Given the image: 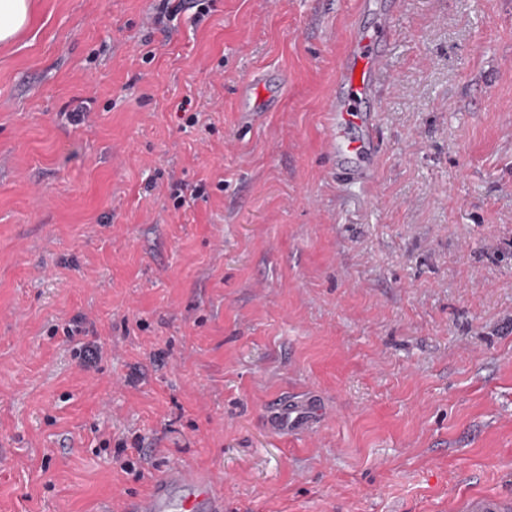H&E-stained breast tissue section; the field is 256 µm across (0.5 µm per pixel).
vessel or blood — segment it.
Masks as SVG:
<instances>
[{
    "mask_svg": "<svg viewBox=\"0 0 512 512\" xmlns=\"http://www.w3.org/2000/svg\"><path fill=\"white\" fill-rule=\"evenodd\" d=\"M374 44L372 37L357 32L346 41L340 54L336 91L326 107L330 114L326 148L330 153L368 156L375 153L374 138L355 142L344 135L345 124L357 117L361 101L372 95L375 78L384 68L383 59L375 51ZM290 421L300 427H312L315 422L313 405L292 411L287 405L279 404L267 415V423L274 429ZM174 503L178 504L181 512H224V498L214 476L182 464L165 469L147 495L132 501L130 510L169 512ZM466 512H512V502L495 496H481L467 504Z\"/></svg>",
    "mask_w": 512,
    "mask_h": 512,
    "instance_id": "obj_1",
    "label": "vessel or blood"
}]
</instances>
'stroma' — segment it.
I'll list each match as a JSON object with an SVG mask.
<instances>
[{
	"label": "stroma",
	"mask_w": 512,
	"mask_h": 512,
	"mask_svg": "<svg viewBox=\"0 0 512 512\" xmlns=\"http://www.w3.org/2000/svg\"><path fill=\"white\" fill-rule=\"evenodd\" d=\"M356 2L33 0L0 45V512H126L174 460L224 512L512 499V0ZM388 19L344 189L325 105ZM315 404H306L303 408L288 409L286 404H277L269 411L267 415V423L273 428H279L284 424H288V419L293 413H296L291 423L300 427L311 428L315 422L314 418Z\"/></svg>",
	"instance_id": "35a3bbf8"
}]
</instances>
